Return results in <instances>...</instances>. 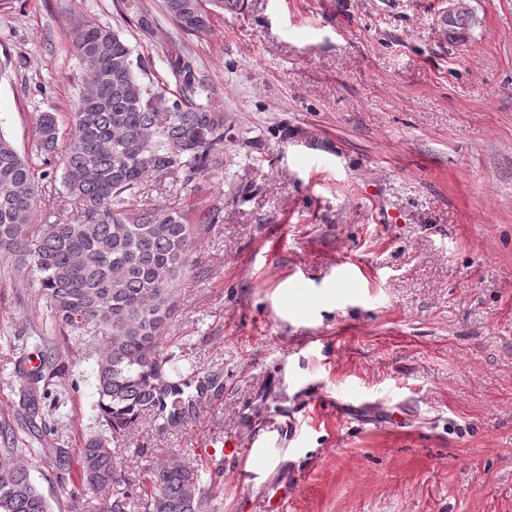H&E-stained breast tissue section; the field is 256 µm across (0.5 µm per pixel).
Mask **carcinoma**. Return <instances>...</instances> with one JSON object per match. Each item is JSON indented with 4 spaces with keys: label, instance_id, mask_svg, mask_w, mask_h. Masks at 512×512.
I'll use <instances>...</instances> for the list:
<instances>
[{
    "label": "carcinoma",
    "instance_id": "carcinoma-1",
    "mask_svg": "<svg viewBox=\"0 0 512 512\" xmlns=\"http://www.w3.org/2000/svg\"><path fill=\"white\" fill-rule=\"evenodd\" d=\"M244 0H162L163 13L186 35L207 30L217 14H234ZM459 6L442 24L458 38L469 27ZM75 58L86 75L74 110V131L59 149L56 113L37 120V153L43 169L0 133V258L26 267L34 295L45 302V323L71 336L89 329L107 336L96 360L97 419L102 429L73 455L56 447L0 448V512H52L31 477L29 458L38 456L77 493H92L97 512H130L121 487L134 483L145 512H215L199 464L177 457L130 477L116 449L130 450L128 437L142 421L159 431L193 416L218 376L162 348L174 316L176 289L191 271L192 246L220 212L208 210L189 222L182 210L152 204L129 208L144 194L145 179L176 176L187 186L222 161L224 113L210 105L213 88L194 57L169 52L166 64L175 90L143 81L144 60L120 30L88 25L77 30ZM60 182L76 213L50 224L31 216L45 184ZM65 376L43 360L22 374L30 417L41 436L52 427L40 411L53 379Z\"/></svg>",
    "mask_w": 512,
    "mask_h": 512
}]
</instances>
